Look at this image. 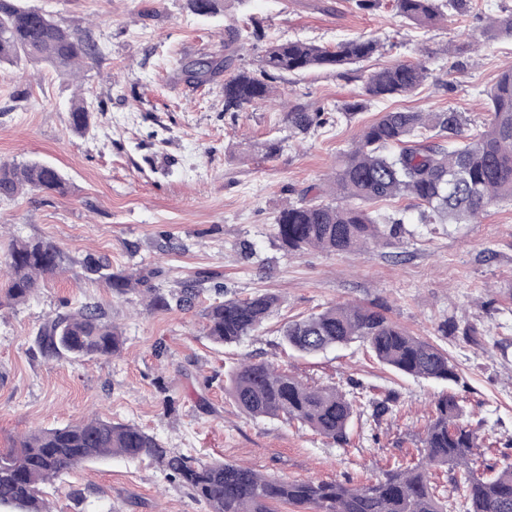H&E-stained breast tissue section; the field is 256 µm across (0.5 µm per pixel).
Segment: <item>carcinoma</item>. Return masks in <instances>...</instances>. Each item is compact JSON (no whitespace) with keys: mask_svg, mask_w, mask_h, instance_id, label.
<instances>
[{"mask_svg":"<svg viewBox=\"0 0 512 512\" xmlns=\"http://www.w3.org/2000/svg\"><path fill=\"white\" fill-rule=\"evenodd\" d=\"M222 0H188L198 15H214ZM399 13L419 27L460 9L463 0H396ZM381 48L375 38L342 40L330 50L313 42H271L261 57L260 74L242 69L224 80V111L237 112L263 103L274 93L275 75L313 67L359 63ZM103 45L91 34L59 25L23 0H0V65L21 59L44 63L59 72L102 57ZM227 59L200 60L182 67L188 81L203 83L224 72ZM427 78L418 63H397L371 74L369 98L408 96ZM491 119L484 133L468 141L458 112L388 111L366 126L346 153L333 179L336 198L326 202L308 193L285 204L276 217L277 238L287 252L317 249L350 252L367 242L397 234L403 220L381 224L367 206L397 196H411L419 206L450 224H468L489 205L512 202V66L501 72L489 95ZM91 110L84 99L71 102L69 126L89 130ZM288 126L301 133L323 127L330 117L321 111L292 108ZM26 190L66 192L65 178L47 163L0 162V200ZM66 257L51 242L17 239L0 257L7 269L3 289L7 303L26 301L38 279L63 269ZM70 263L104 280L118 295L143 289L148 306L166 311L190 308L201 281L186 280L163 291L137 274L103 272L88 256ZM280 306L274 293L227 298L204 310L205 331L214 343H238L260 327ZM282 342L315 355L353 342L365 344L381 363L409 376L451 380L456 377L447 353L410 335L381 312L359 305L336 304L281 330ZM124 340L101 309L85 304L42 327L38 345L44 356H112ZM228 393L239 411L252 418H283L306 426L336 443L347 439L357 395L335 386H312L267 362L243 360L229 372ZM463 409L453 394L441 395L423 439L424 455L413 466L397 467L383 477L352 486L336 482L286 480L265 476L231 462L203 461L168 451L141 428L94 418L60 428L38 430L19 447L0 451V512H48L44 487L63 473L105 457L158 462L169 478L189 489L208 512H275L289 504L303 512H448V497L433 480V471H455L453 491L460 512H512V463L477 466V433L461 423Z\"/></svg>","mask_w":512,"mask_h":512,"instance_id":"obj_1","label":"carcinoma"}]
</instances>
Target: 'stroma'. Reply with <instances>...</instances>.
Segmentation results:
<instances>
[{"label":"stroma","instance_id":"stroma-1","mask_svg":"<svg viewBox=\"0 0 512 512\" xmlns=\"http://www.w3.org/2000/svg\"><path fill=\"white\" fill-rule=\"evenodd\" d=\"M25 2L91 33L106 51L74 76L24 61L0 67V161H47L69 183L63 195L0 200V244L50 241L69 257L90 255L109 272L137 271L165 289L207 274L229 295L267 291L281 305L250 336L219 346L202 315L216 298L212 287L192 309L156 312L94 275L48 277L26 302L0 307V450L33 430L96 416L137 425L174 453L352 485L418 463L434 402L451 392L480 438L481 461L512 451V203L491 206L475 224H424L410 197L376 202L375 216L402 225L363 254H290L275 234L278 210L308 187L327 188L341 152L384 112L454 110L466 134L484 131L488 94L512 64V39L489 22L512 14V0H467L428 28L398 14L393 0L368 10L355 0H224L213 17L192 13L186 0ZM231 28L253 33L231 55L233 72L259 71L272 40L332 47L364 36L382 48L357 65L274 80L283 104L228 112L223 77L190 84L180 66L222 59ZM398 62L423 63L427 79L412 95L367 99L369 75ZM78 97L93 111L84 134L66 117ZM355 102V117L305 134L285 117L289 107L341 113ZM267 143L277 144L275 155L265 154ZM87 303L122 331L121 354L45 359L39 329ZM338 303L378 308L443 349L456 381L397 375L358 342L316 357L284 348L285 322ZM246 356L312 385L359 391L348 442L241 414L226 386ZM391 395V412L374 416ZM47 499L51 512H208L148 458L86 464L56 480Z\"/></svg>","mask_w":512,"mask_h":512}]
</instances>
